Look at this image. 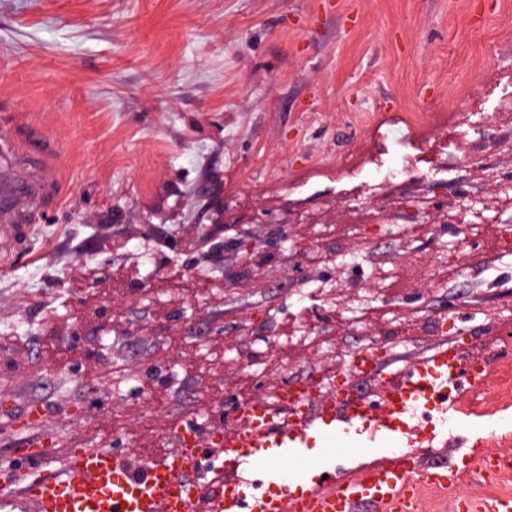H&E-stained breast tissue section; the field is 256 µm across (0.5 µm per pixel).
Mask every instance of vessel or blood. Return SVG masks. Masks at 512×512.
<instances>
[{
    "label": "vessel or blood",
    "instance_id": "1",
    "mask_svg": "<svg viewBox=\"0 0 512 512\" xmlns=\"http://www.w3.org/2000/svg\"><path fill=\"white\" fill-rule=\"evenodd\" d=\"M14 152L0 148V234L16 235L14 222L36 202L40 191H57L59 176L50 161H43L39 184L11 174ZM382 356L365 346L356 355L359 368L376 381L382 400L341 395L327 389L319 404L310 382L280 385L274 396L284 414L276 419L262 401L236 405L238 423L224 432H206L198 417L185 418L174 433L176 449L157 460L145 461L140 470L109 448L84 446L59 452L55 435L46 424L51 406L30 404L21 410L0 406V415L20 417L29 431L14 454L21 461L16 472L0 474V507L19 506L21 512H422L421 489L445 490L472 474L492 480L512 474V454L463 455L452 466L420 468L407 450L383 457L361 475L314 484L302 494L301 484L316 464L294 459L284 472L269 468V450L289 448L308 438L312 427L325 432L355 428L370 435L401 433L406 418L426 414L429 408L450 400L453 393L485 383L488 369L456 345L444 344L417 365L385 371ZM318 413H311V406ZM250 466L266 477L278 494L241 493L224 484V474ZM453 512H512L511 495L456 498Z\"/></svg>",
    "mask_w": 512,
    "mask_h": 512
}]
</instances>
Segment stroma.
Wrapping results in <instances>:
<instances>
[{
  "mask_svg": "<svg viewBox=\"0 0 512 512\" xmlns=\"http://www.w3.org/2000/svg\"><path fill=\"white\" fill-rule=\"evenodd\" d=\"M510 75L512 0H0V129L60 176L26 213L27 250L0 241V403H51L61 448L135 462L172 447L185 415L219 414L244 389L270 399L286 374L264 342L300 310L336 342L385 344L389 369L417 364L444 342L420 318L512 302V255L491 253L512 224L498 193L512 117L445 140L467 98L498 111L489 89ZM405 154L415 175L347 206L352 169L371 179ZM466 195L485 212L462 270L435 291L399 274L397 260L429 259V233L456 244L443 219ZM219 210L229 237L267 251L199 260ZM360 248L387 274L383 306L359 327L308 308L304 282L337 274L323 254ZM79 264L105 287H73ZM125 265L139 283L113 278ZM292 356L293 380L337 365L328 348ZM448 417L413 441L420 466L512 452V432L490 437L469 406Z\"/></svg>",
  "mask_w": 512,
  "mask_h": 512,
  "instance_id": "obj_1",
  "label": "stroma"
}]
</instances>
